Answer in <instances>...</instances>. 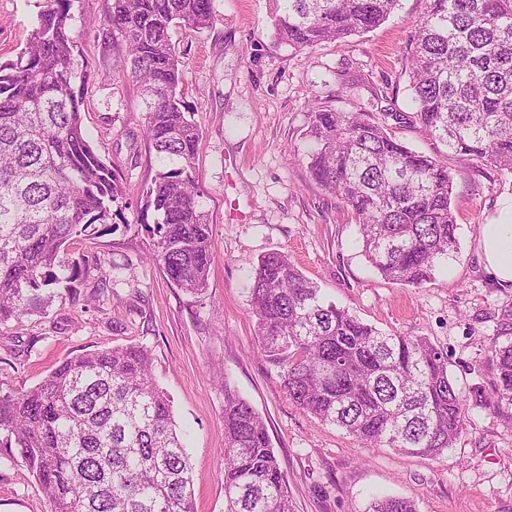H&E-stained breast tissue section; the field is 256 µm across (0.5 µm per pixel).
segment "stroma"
<instances>
[{
    "instance_id": "obj_1",
    "label": "stroma",
    "mask_w": 512,
    "mask_h": 512,
    "mask_svg": "<svg viewBox=\"0 0 512 512\" xmlns=\"http://www.w3.org/2000/svg\"><path fill=\"white\" fill-rule=\"evenodd\" d=\"M210 29L175 34L186 99L202 131L195 160L211 214L214 261L204 293L166 280L135 227L142 190L158 170L143 136L137 88L118 75L107 19L112 0H73V28L91 73L83 126L95 152L117 166L128 206L120 226L78 237L63 251L99 289L55 301L43 315L11 322L0 338V388L23 391L64 359L129 342L147 345L158 384L187 435L195 512H224V392L265 418L296 512H369L378 495L414 500L418 512H512V431L473 407L465 434L439 459L365 448L292 404L275 367L256 348L251 272L266 253H288L326 301L378 329L422 336L448 353L462 394L489 385L491 346L512 341V285L498 284L480 257L479 227L512 200V174L462 164L421 129L397 130L410 149L448 166L458 251L420 288L389 283L367 263L346 204L312 180L302 158L308 104L379 112L409 104L408 59L426 0H398L380 27L296 49L277 42L269 0H216ZM46 0H0V61L15 59ZM122 266L104 279L96 259ZM20 456L0 459V512H49Z\"/></svg>"
}]
</instances>
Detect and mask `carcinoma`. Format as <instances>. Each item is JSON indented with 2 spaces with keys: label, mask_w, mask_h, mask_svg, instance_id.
I'll list each match as a JSON object with an SVG mask.
<instances>
[{
  "label": "carcinoma",
  "mask_w": 512,
  "mask_h": 512,
  "mask_svg": "<svg viewBox=\"0 0 512 512\" xmlns=\"http://www.w3.org/2000/svg\"><path fill=\"white\" fill-rule=\"evenodd\" d=\"M27 47L0 62V326L46 311L79 263L62 247L91 226L114 225L123 180L82 127L90 73L72 35L71 0H51ZM398 0H269L274 38L304 49L364 33ZM413 38L411 111L328 109L316 100L305 133L312 178L351 210L364 257L385 280L421 288L457 252L448 167L415 152L395 130L420 128L462 163L512 173V0H427ZM215 0H113L123 50L113 67L135 82L144 138L161 166L143 191L138 222L167 281L207 286L209 211L195 168L202 132L180 87L172 41L203 31ZM250 313L257 350L279 370L288 399L367 448L437 458L466 430L469 405L512 426V342L491 349L492 391H458L448 355L429 339L386 333L323 299L288 254L253 268ZM0 448L16 449L50 512H194L189 458L153 357L139 343L67 358L22 392L0 390ZM224 512H294L265 420L224 391ZM371 512H417L401 497Z\"/></svg>",
  "instance_id": "obj_1"
}]
</instances>
